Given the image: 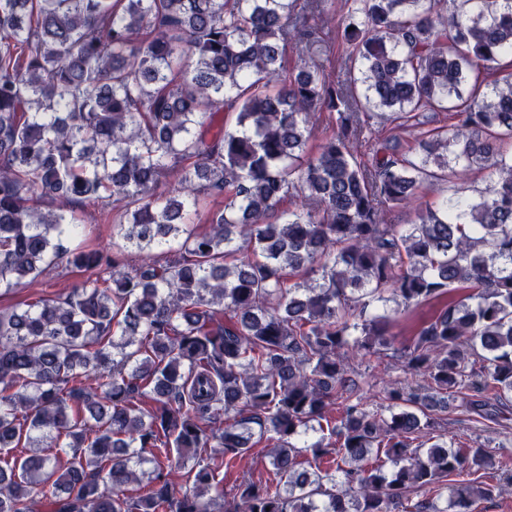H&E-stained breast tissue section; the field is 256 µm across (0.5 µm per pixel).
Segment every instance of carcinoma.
Masks as SVG:
<instances>
[{
	"label": "carcinoma",
	"instance_id": "obj_1",
	"mask_svg": "<svg viewBox=\"0 0 512 512\" xmlns=\"http://www.w3.org/2000/svg\"><path fill=\"white\" fill-rule=\"evenodd\" d=\"M310 2L358 77L286 67L287 45L321 40L294 0H0V288L60 260L95 273L0 312V512H400L451 476L448 508L416 512H475L501 492L462 479L492 466L485 449L419 439L450 399L512 402V79L468 86L512 55V0H360L340 22ZM445 103L455 122L414 156L376 135L364 162L363 106ZM319 111L337 131L306 160ZM471 169L488 173L479 198L458 187L388 223ZM203 196L224 208L197 232ZM90 203L148 256L71 246ZM287 270L319 276L287 286ZM386 293L448 305L403 346L424 384L387 387L385 416L349 370L396 342L369 311ZM255 438L276 480L229 498L224 470ZM446 180H437L425 183L419 190L418 200L414 208H394L389 214L391 224H411L415 220V208L438 207L439 204L453 193L457 185L462 183L458 177H452Z\"/></svg>",
	"mask_w": 512,
	"mask_h": 512
}]
</instances>
